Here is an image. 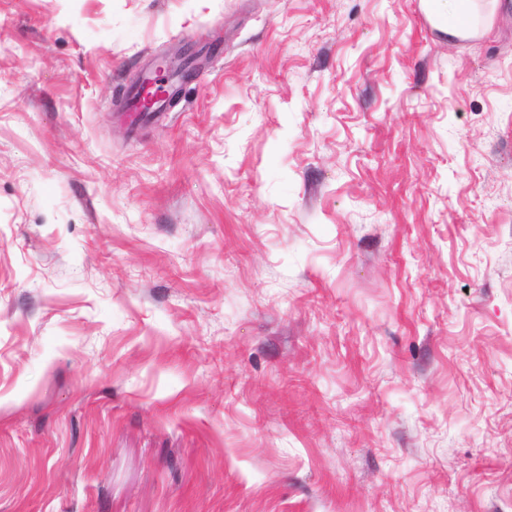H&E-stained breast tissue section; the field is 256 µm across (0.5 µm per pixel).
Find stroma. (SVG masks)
Segmentation results:
<instances>
[{
  "label": "stroma",
  "instance_id": "obj_1",
  "mask_svg": "<svg viewBox=\"0 0 512 512\" xmlns=\"http://www.w3.org/2000/svg\"><path fill=\"white\" fill-rule=\"evenodd\" d=\"M0 512H512V0H0ZM494 0L480 1V0H425L428 14L439 23L440 27L445 32L457 35L454 29H448L447 22L448 16L457 15L460 13H470L476 15L480 20V24L490 27L494 21L492 11L484 10L479 14L480 2H493Z\"/></svg>",
  "mask_w": 512,
  "mask_h": 512
}]
</instances>
